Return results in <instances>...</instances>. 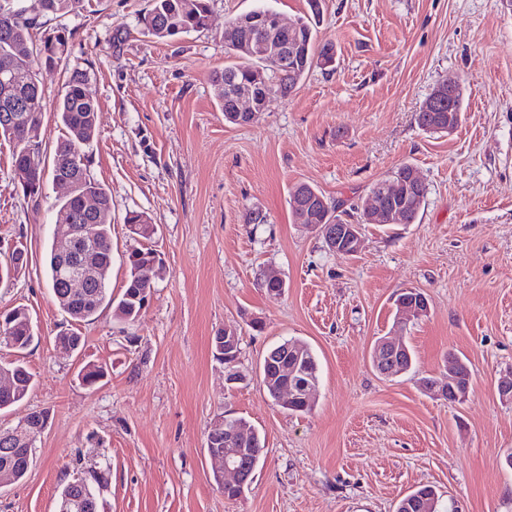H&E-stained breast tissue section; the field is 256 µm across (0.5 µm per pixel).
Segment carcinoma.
<instances>
[{
	"instance_id": "carcinoma-1",
	"label": "carcinoma",
	"mask_w": 512,
	"mask_h": 512,
	"mask_svg": "<svg viewBox=\"0 0 512 512\" xmlns=\"http://www.w3.org/2000/svg\"><path fill=\"white\" fill-rule=\"evenodd\" d=\"M40 15L32 16L26 12L23 0H0V77L8 74L9 83L0 82V113L3 111L17 114L16 122L5 127L0 124V136L13 143L12 167L18 182L25 184L22 188L24 196L40 205L44 199L46 179L51 177L68 178L73 181L74 188L69 196L60 199L54 205V217L59 221L75 216L81 223L91 225L93 239L98 252V260L102 267L112 270V228L99 214H85L81 211L83 198L87 195L99 198L102 210L110 212L112 192L101 184L91 173L89 157L82 150H76L90 142L98 133V113L93 101L86 96V84L90 73L78 66L72 69L65 86V92L56 107V119L61 127L57 138L51 168L33 169L29 165L28 151L39 147V143L31 141L30 133L43 125L44 108H34L29 102L44 98V89L39 79L42 69L53 70L65 62L69 56L71 32L61 23L68 15L81 12L89 5L90 0H42ZM210 0H153L152 8L143 15L141 23L153 36L160 40H169L181 34L204 31L210 17ZM56 24L49 25L50 21ZM299 47L295 59L288 62L282 69L271 70L267 78L272 90L282 97L288 96L298 82L314 66L325 64L328 52L333 46L325 43L316 48V31L309 20L299 17ZM24 52L33 56L34 65L22 72L10 69V61L18 53ZM227 54L237 62L209 74V80L216 90L219 109L224 112V120L235 123L232 119L230 101L224 97V75H233L236 81L244 83L254 69L262 65L257 59L243 57L233 49ZM418 127L430 134L437 133V128L448 124V97L432 100L426 99L416 113ZM414 166L405 163L392 172V176H402L407 181V194L399 198L404 205L406 223H415L424 203L427 186L409 181ZM321 191L309 183H298L288 193V205L293 217H298L300 196ZM329 209L319 213L318 223L334 222L341 224L344 217H352L346 210L337 211L339 204L328 201ZM158 258V253L149 244H143L131 251L126 260L127 272L121 292L112 293L110 280L94 283L86 294L79 298L66 297L64 278L55 263V249H50L47 258V277L50 290L57 299L66 298L62 310L75 322H89L103 308L112 309L113 316L123 322H135L141 317V300L145 293L154 288V281L148 276V266ZM10 329L12 344L5 348L21 354L31 343L35 335V327L29 311L24 307H15L0 312V322ZM11 374L13 389L9 394L0 393V410L8 409L22 402L33 386V374L21 359L4 364ZM300 368L304 375L312 381H318V362L312 353L307 351L300 358ZM101 479L99 477H77L67 481L60 495L73 501L87 502L99 496Z\"/></svg>"
}]
</instances>
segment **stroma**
<instances>
[{
  "label": "stroma",
  "mask_w": 512,
  "mask_h": 512,
  "mask_svg": "<svg viewBox=\"0 0 512 512\" xmlns=\"http://www.w3.org/2000/svg\"><path fill=\"white\" fill-rule=\"evenodd\" d=\"M152 0H92L66 17L70 62L88 69L99 133L84 151L112 191L110 284L120 291L138 247L124 219L137 211L157 232L161 265L139 320L104 309L71 325L48 286L49 246L63 229L47 182L33 206L17 188L11 147L0 141V261L15 245L29 265L0 282V311L25 306L37 335L22 358L28 396L0 413L10 429L47 413L24 479L0 488V512H56L73 474L104 472L99 512H395L433 486L443 512H512V402L497 383L512 372V7L504 0H211L207 30L162 42L141 18ZM259 7L310 17L333 43V70L312 68L292 95L269 100L251 123H225L210 71L230 64L229 21ZM67 70L41 74L44 162L59 135L53 111ZM464 90L450 133L415 121L440 82ZM413 164L427 196L413 224H369L358 254L329 251L294 224L288 191L307 182L346 207L374 181ZM259 208L264 224L244 216ZM274 274L285 290L263 281ZM422 292L426 317L394 327L396 294ZM72 327L84 341L58 344ZM242 336L228 388L211 338ZM413 351L407 373L372 367L374 341ZM306 342L319 365L314 405L290 413L266 393L260 366L286 339ZM473 370L467 400L427 393L449 356ZM88 363L109 373L94 386ZM265 439L253 482L225 497L206 435L219 414Z\"/></svg>",
  "instance_id": "35a3bbf8"
}]
</instances>
